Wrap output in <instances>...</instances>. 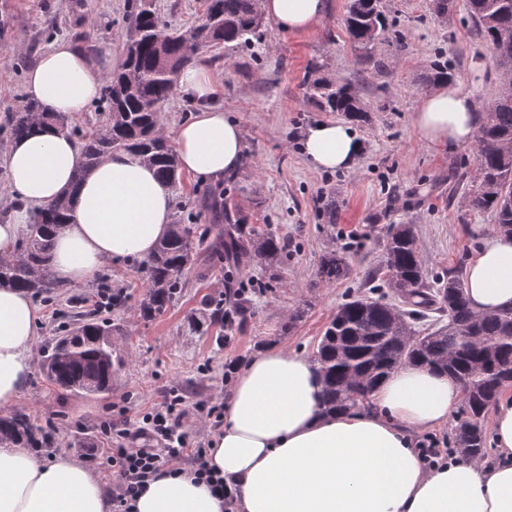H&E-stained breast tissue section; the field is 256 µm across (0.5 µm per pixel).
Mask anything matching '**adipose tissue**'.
Instances as JSON below:
<instances>
[{
	"label": "adipose tissue",
	"mask_w": 512,
	"mask_h": 512,
	"mask_svg": "<svg viewBox=\"0 0 512 512\" xmlns=\"http://www.w3.org/2000/svg\"><path fill=\"white\" fill-rule=\"evenodd\" d=\"M280 30H309L328 0H259ZM104 83L102 69L65 40L29 69L28 98L43 111H87ZM179 89L198 108L171 132L181 171L207 183L243 162L238 123L224 114L221 89L199 66L181 69ZM475 93L443 82L422 92L412 124L429 145L454 151L471 144L482 120ZM302 148L324 170L351 168L362 153L344 121L307 128ZM80 161L77 143L50 129L0 145L7 189L22 207L0 223V254H10L33 211L66 192ZM172 199L152 167L126 153L103 159L82 182L69 224L55 242L53 278L92 279L105 263L148 257L171 229ZM479 313L512 307V237L486 234L466 271ZM40 311L30 296L0 289V409L16 406L35 354ZM315 365L281 346L255 355L224 399V427L212 438L208 464L235 492L236 512H512V390L490 408L494 456L429 468L417 446L447 424L462 402L453 377L425 365L395 368L372 392L368 410L329 412ZM0 512H110L98 479L69 456L40 461L20 444L0 446ZM134 512H224V502L193 471L151 480Z\"/></svg>",
	"instance_id": "1"
}]
</instances>
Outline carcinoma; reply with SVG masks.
<instances>
[{"instance_id": "1", "label": "carcinoma", "mask_w": 512, "mask_h": 512, "mask_svg": "<svg viewBox=\"0 0 512 512\" xmlns=\"http://www.w3.org/2000/svg\"><path fill=\"white\" fill-rule=\"evenodd\" d=\"M258 0H206L197 24L186 31L162 22L154 0H131L127 14L126 53L122 70L107 76L103 105L106 123L82 132L69 117L44 112L35 101L25 102L5 115L10 138L28 136L48 126L76 139L80 162L70 189L33 212L14 251L0 258V286L25 290L35 296L61 288L50 275L54 237L68 223L77 191L86 175L102 159L127 153L154 167L162 184L178 178L173 147L160 134V112L172 93L179 70L200 50L219 43L246 44L260 37ZM468 16L498 62L512 67V0H465ZM387 31L383 0H350L346 18L349 42L358 59L370 61ZM455 77L448 63L429 65L426 80ZM306 95L321 110L340 112L365 122L367 111L349 83L325 78L306 87ZM476 168L470 189L472 207L494 212L496 230L512 235V85L497 91L488 104L476 136ZM201 237L194 224H172L144 267L146 291L140 304L148 319L162 313L182 288V277L200 254ZM238 258L254 253L269 266L279 264L285 245L272 232L254 233L246 240L224 243ZM344 255L333 252L321 264L328 278L347 275ZM383 280L401 294L415 319L435 311L448 315L426 329L420 341L404 338L398 308L371 297L357 296L336 310L313 351L325 384L329 411L359 410L369 404L373 389L397 366L422 363L464 384L463 401L452 433L453 448L464 458L482 460L489 437L484 418L500 390L512 383V310L478 314L466 293L462 267L433 279L423 262L410 224L395 225L384 241ZM125 358L112 343V324L87 312L77 325L55 341L43 360L48 380L58 388L89 395L112 392V373ZM34 443V427L27 415L0 416V444Z\"/></svg>"}]
</instances>
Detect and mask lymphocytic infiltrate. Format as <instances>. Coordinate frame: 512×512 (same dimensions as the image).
Listing matches in <instances>:
<instances>
[{
    "mask_svg": "<svg viewBox=\"0 0 512 512\" xmlns=\"http://www.w3.org/2000/svg\"><path fill=\"white\" fill-rule=\"evenodd\" d=\"M183 398L166 397L161 410L145 416L141 431L116 430L112 447L98 448L94 456L100 468L118 472L121 480L112 492L113 512H132L137 497L148 483L163 473H175L180 460L191 459L198 478L211 481L223 490L222 479L213 477L207 462V450L192 442L180 429Z\"/></svg>",
    "mask_w": 512,
    "mask_h": 512,
    "instance_id": "1",
    "label": "lymphocytic infiltrate"
}]
</instances>
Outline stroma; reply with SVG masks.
Returning a JSON list of instances; mask_svg holds the SVG:
<instances>
[{"mask_svg": "<svg viewBox=\"0 0 512 512\" xmlns=\"http://www.w3.org/2000/svg\"><path fill=\"white\" fill-rule=\"evenodd\" d=\"M389 40L362 62L345 32L348 0H329L324 17L309 31L288 33L264 22L259 39L246 46L217 45L195 58L220 83L224 110L242 129L244 164L235 173L203 184L181 174L170 187L172 217L206 229L209 241L183 277L184 286L166 311L142 318L143 263H109L96 280L36 298L40 310L35 357L17 405L36 428L37 458L63 453L87 461L111 439L105 423L135 430L166 395L184 398L181 426L191 440L210 444L197 404L220 392L229 365H243L258 351L281 345L311 356L330 318L348 298L367 295L400 305L376 271L384 240L395 224H411L430 273L468 263L492 228L490 212L472 209L473 146L455 152L420 139L411 114L430 63L448 61L456 83L489 103L501 82L493 54L464 9L439 16L432 0H384ZM128 0H0L9 24L0 34V118L26 101L25 75L52 40L49 21L80 25L97 52L123 60ZM319 72H312V65ZM347 81L369 116L356 129L363 151L349 171L314 167L300 139L310 126L337 120L307 101L313 75ZM220 191L224 224L248 232L277 234L287 245L283 263L266 268L258 259L234 262L214 251L215 222L206 200ZM344 252L345 277L320 275L323 258ZM125 285L124 307L104 310L112 338L127 357L105 396L63 391L41 367L63 323L73 322L69 301L96 293L102 282ZM249 283L238 299L242 314L233 326L210 323V301L221 285Z\"/></svg>", "mask_w": 512, "mask_h": 512, "instance_id": "obj_1", "label": "stroma"}]
</instances>
